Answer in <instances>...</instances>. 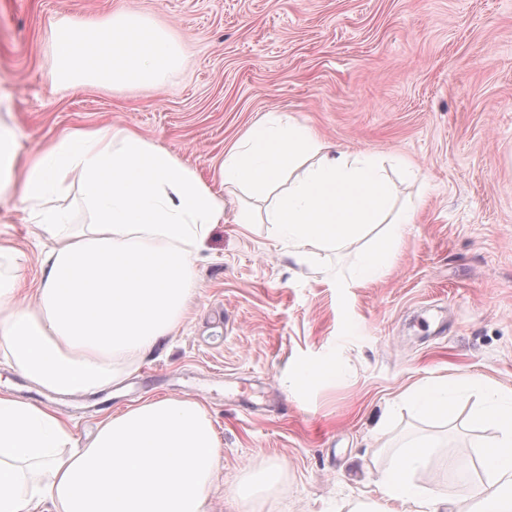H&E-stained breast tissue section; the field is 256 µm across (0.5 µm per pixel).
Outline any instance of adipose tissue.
I'll return each instance as SVG.
<instances>
[{"instance_id": "adipose-tissue-1", "label": "adipose tissue", "mask_w": 512, "mask_h": 512, "mask_svg": "<svg viewBox=\"0 0 512 512\" xmlns=\"http://www.w3.org/2000/svg\"><path fill=\"white\" fill-rule=\"evenodd\" d=\"M52 47L60 82L101 87L159 84L180 57L164 31L135 17L61 23ZM219 175L224 185L274 195L266 220L299 255L392 218L355 270L361 283L382 272L400 226L414 221L413 209L394 210L373 159L329 152L310 129L274 113L225 154ZM75 187L92 221L43 253L35 305L13 303L0 283V352L56 394L107 390L154 351L190 295L192 253L224 220L223 199L135 130L69 128L23 156L0 121V201L13 200L54 237L68 216L53 202ZM463 384L432 379L404 398L444 416ZM476 417L499 432L475 488L478 510L413 487L429 451L422 445L380 476L381 503L359 501L349 512H512V391L494 390ZM222 465L212 421L189 398H147L105 415L84 443L64 415L0 392V512H211Z\"/></svg>"}]
</instances>
